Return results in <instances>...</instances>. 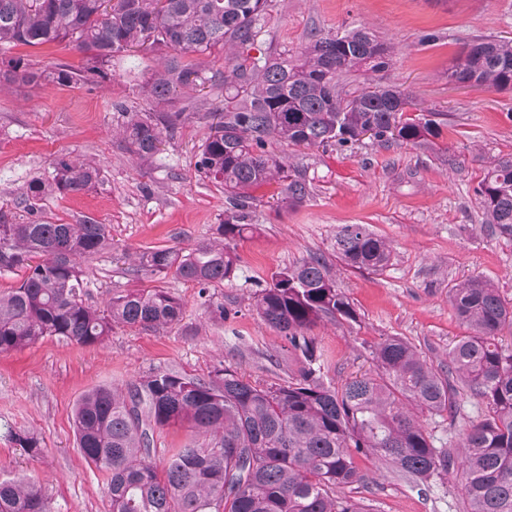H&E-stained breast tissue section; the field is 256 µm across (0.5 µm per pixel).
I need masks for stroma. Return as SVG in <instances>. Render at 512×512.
Instances as JSON below:
<instances>
[{
  "label": "stroma",
  "mask_w": 512,
  "mask_h": 512,
  "mask_svg": "<svg viewBox=\"0 0 512 512\" xmlns=\"http://www.w3.org/2000/svg\"><path fill=\"white\" fill-rule=\"evenodd\" d=\"M263 34L297 55L312 33L343 34L366 26L390 49L384 81L410 91L422 108L440 113L439 137L419 144L363 138L351 147H286L310 185L289 202L281 186L252 189L248 223L237 240V275L200 290L193 282L162 280L140 271L133 254L153 247L187 249L216 238L228 207L222 186L194 167L208 127L201 114L164 135L151 159L131 156L116 134L115 104L135 110L150 102L131 88L148 75L150 52L112 63L110 81L0 93V209L15 210L28 183L52 180L68 155L96 161L101 183L43 208L65 224L89 217L107 225L109 245L83 260L93 304L109 292L160 286L184 303L182 320L163 333L114 327L103 343L81 347L45 338L0 352V478L22 477L48 499L53 512H107L105 476L80 454L73 409L98 387H122L159 370L205 377L231 368L262 384H282L303 365L300 352L262 322L251 307L256 290L279 269L322 256L337 286L353 301L359 321L322 322L312 331L323 351L325 379L338 384L369 371L367 345L388 336L415 345L430 361H447L464 329L449 290L467 278L492 282L512 300V237L491 233L474 190L490 165L512 160V90L449 83L446 72L466 43L512 38V0H277ZM438 34L436 44L422 38ZM346 224H366L393 247L379 272L345 268L333 248ZM222 305L223 316L212 308ZM27 432L40 442L30 457L10 437ZM368 482L352 490L366 512H463L454 475L416 485L377 458L361 457Z\"/></svg>",
  "instance_id": "stroma-1"
}]
</instances>
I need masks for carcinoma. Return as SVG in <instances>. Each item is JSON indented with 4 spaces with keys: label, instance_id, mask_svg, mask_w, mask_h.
<instances>
[{
    "label": "carcinoma",
    "instance_id": "carcinoma-1",
    "mask_svg": "<svg viewBox=\"0 0 512 512\" xmlns=\"http://www.w3.org/2000/svg\"><path fill=\"white\" fill-rule=\"evenodd\" d=\"M273 0H0V46L68 43L84 64L39 68L28 56L9 58L0 69V90L13 85H88L108 77L112 59L149 51L156 67L139 93L171 104L180 92L205 85L223 95L209 112V132L195 168L224 186L229 205L219 238L189 250L152 248L138 267L209 286L235 278L238 257L231 243L257 230L244 223L252 205L247 190L283 184L299 203L306 179L286 155L268 150L345 147L370 131L381 142L420 143L438 134L434 112L421 110L410 91L382 82L389 48L367 27L342 35L315 33L297 57L273 50L262 38L261 20ZM224 54V68L204 59ZM369 74L362 86L346 77ZM448 81L494 90L512 89V39H477L448 66ZM418 111L414 117L408 109ZM190 102L175 112H128L117 134L139 159L159 151L162 131L177 129ZM100 168L79 156L60 158L50 182L32 180L22 213L0 211V272L23 271L19 284L0 295V352L46 337L67 344L101 343L122 325L154 332L181 321V299L164 288L109 295L103 305L87 300L79 260L109 243L107 226L86 218L63 224L44 213L50 193L95 188ZM485 223L512 237V161H499L475 188ZM334 247L345 267L382 271L392 247L366 224H346ZM450 302L467 334L448 350V367H436L416 346L387 337L371 349L375 370L335 385L323 379L321 355L308 335L326 319L356 324L350 298L329 276L320 257L275 273L255 293L253 309L300 351L304 365L281 385L250 382L230 368L206 378L157 371L123 388L85 392L74 409L77 448L106 475L108 512H364L336 495L366 481L359 456L377 457L392 469L427 485L448 473L451 455L436 446L423 424L430 418L456 427L462 394L477 401L478 415L459 434V466L466 512H512V302L491 283L472 277L450 289ZM187 428L190 440L164 450L158 465L156 434ZM32 456L39 440L13 434ZM0 512H51L34 484L0 479Z\"/></svg>",
    "mask_w": 512,
    "mask_h": 512
}]
</instances>
